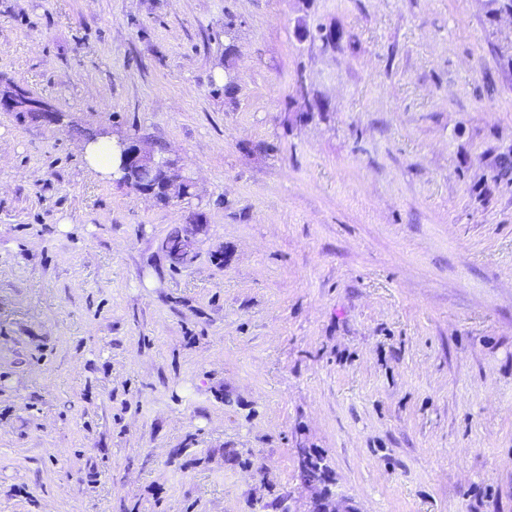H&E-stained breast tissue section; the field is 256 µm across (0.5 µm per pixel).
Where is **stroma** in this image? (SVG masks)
Returning a JSON list of instances; mask_svg holds the SVG:
<instances>
[{
    "label": "stroma",
    "mask_w": 512,
    "mask_h": 512,
    "mask_svg": "<svg viewBox=\"0 0 512 512\" xmlns=\"http://www.w3.org/2000/svg\"><path fill=\"white\" fill-rule=\"evenodd\" d=\"M505 2L0 0L67 115L0 112V512H308L305 450L338 512H512ZM79 125L183 158L185 264ZM197 214L199 215L198 222L196 224V217L195 222H193V231L191 229V219L189 227H187L184 230H176L170 233L162 243V248L164 251H166L167 256L171 261V265H173V267H178L187 260L188 256L185 255L183 252L179 251L178 246L191 232L192 233L185 242V245L183 246L182 250L186 252H191L197 249L204 242V237L206 236L207 233V222L202 212H199Z\"/></svg>",
    "instance_id": "1"
}]
</instances>
